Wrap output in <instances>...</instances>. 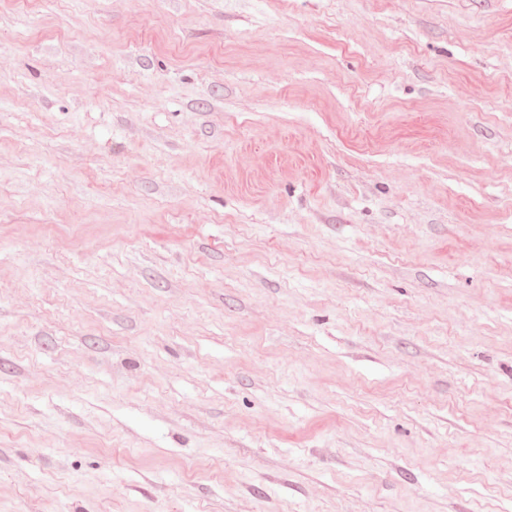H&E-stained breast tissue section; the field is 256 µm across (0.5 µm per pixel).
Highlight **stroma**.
<instances>
[{
  "label": "stroma",
  "mask_w": 512,
  "mask_h": 512,
  "mask_svg": "<svg viewBox=\"0 0 512 512\" xmlns=\"http://www.w3.org/2000/svg\"><path fill=\"white\" fill-rule=\"evenodd\" d=\"M0 512H512V0H0Z\"/></svg>",
  "instance_id": "35a3bbf8"
}]
</instances>
